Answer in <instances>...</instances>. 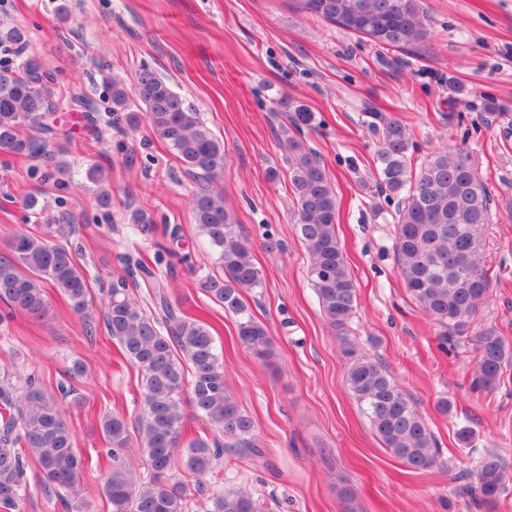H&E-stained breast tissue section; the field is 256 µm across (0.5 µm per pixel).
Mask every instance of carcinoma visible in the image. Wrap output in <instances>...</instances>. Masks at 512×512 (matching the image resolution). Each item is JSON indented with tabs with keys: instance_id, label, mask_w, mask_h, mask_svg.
Here are the masks:
<instances>
[{
	"instance_id": "carcinoma-1",
	"label": "carcinoma",
	"mask_w": 512,
	"mask_h": 512,
	"mask_svg": "<svg viewBox=\"0 0 512 512\" xmlns=\"http://www.w3.org/2000/svg\"><path fill=\"white\" fill-rule=\"evenodd\" d=\"M298 9L338 24L350 33L386 47L424 40L428 19L422 0H294ZM27 30L17 24L0 27V47L22 49ZM54 75L40 60L26 55L19 63H0V150L37 161L31 179L55 180L64 188L67 164L56 139L58 100ZM112 111L126 113L130 126L139 115L138 100L153 133L166 142L186 168L212 181L224 174V143L205 126L197 110L154 72L145 70L134 92L114 78L110 84ZM290 113L297 131L310 129L314 113L288 97L278 101ZM372 126L381 130L377 153L378 185L400 196L396 211L395 260L412 299L447 339L472 347L471 387L490 393L501 384L512 346L493 326L474 324L490 289L486 266L485 229L491 223V197L470 157L439 150L413 167L407 128L381 112L371 113ZM30 129L33 134L26 135ZM288 178L294 195V219L310 260L309 276L327 322L339 336L347 360L345 383L352 399L367 417L383 447L413 471L441 465L438 440L413 400L401 389L388 368L359 351L347 333L358 295L344 250L336 232L339 204L319 156L300 139L286 140ZM88 182L99 187L97 204L111 205V195L100 188L105 170L92 166ZM195 221L218 255L221 276H209L202 288L209 299L237 320L238 338L263 361L274 354L272 337L250 312L245 294L265 286L249 244L221 193L203 191L193 198ZM150 213L131 214L133 230L153 232ZM42 235L15 231L0 255V301L11 312L43 317L50 303L44 285L54 288L77 315H86L91 284L77 262L68 238L72 224H49ZM154 279L152 301L158 313L146 312L129 293L123 276L112 281L104 305V324L122 356L142 375V427L132 441L126 417L116 412L97 416L109 445L112 469L104 492L112 512H272L265 499L241 489L215 485L198 501L187 488L171 482L168 472L181 461L184 472L203 479L224 466V457L256 452L252 417L227 389L224 353L214 327L179 311L164 284L151 270L136 266ZM132 267L127 274L133 275ZM188 397H183V394ZM200 430L185 436L187 412ZM140 448L147 481L126 465L132 447ZM37 459L44 490L64 501L80 498L86 461L74 448V436L57 399L34 380L18 389L7 366L0 367V512H14L29 495L24 453ZM512 481V470L497 454L486 453L473 473L470 493L481 507L495 502Z\"/></svg>"
}]
</instances>
